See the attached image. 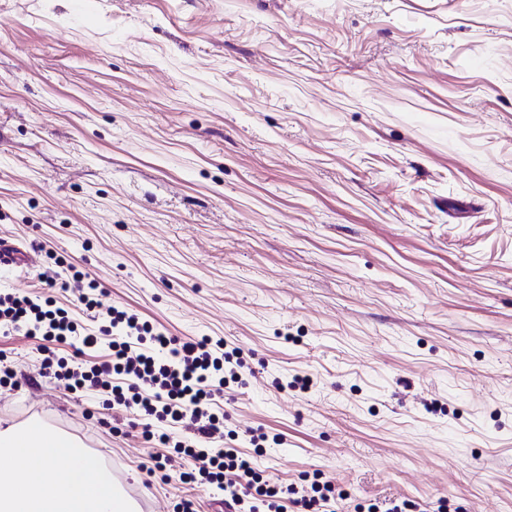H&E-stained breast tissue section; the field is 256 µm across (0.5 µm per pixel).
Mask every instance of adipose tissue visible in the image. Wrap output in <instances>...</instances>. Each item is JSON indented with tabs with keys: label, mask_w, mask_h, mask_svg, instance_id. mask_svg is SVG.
Wrapping results in <instances>:
<instances>
[{
	"label": "adipose tissue",
	"mask_w": 512,
	"mask_h": 512,
	"mask_svg": "<svg viewBox=\"0 0 512 512\" xmlns=\"http://www.w3.org/2000/svg\"><path fill=\"white\" fill-rule=\"evenodd\" d=\"M72 453L68 441L51 433H1L0 455L10 465L0 469V512H130L94 455L58 469V460Z\"/></svg>",
	"instance_id": "obj_1"
}]
</instances>
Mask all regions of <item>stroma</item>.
Returning <instances> with one entry per match:
<instances>
[{
    "label": "stroma",
    "mask_w": 512,
    "mask_h": 512,
    "mask_svg": "<svg viewBox=\"0 0 512 512\" xmlns=\"http://www.w3.org/2000/svg\"><path fill=\"white\" fill-rule=\"evenodd\" d=\"M0 239L36 257L0 293L59 259L239 347L264 478L512 512V0H0ZM41 345L0 334L1 428L79 430L154 512L216 500Z\"/></svg>",
    "instance_id": "obj_1"
}]
</instances>
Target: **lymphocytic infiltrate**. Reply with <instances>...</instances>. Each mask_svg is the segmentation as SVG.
Returning a JSON list of instances; mask_svg holds the SVG:
<instances>
[{"mask_svg": "<svg viewBox=\"0 0 512 512\" xmlns=\"http://www.w3.org/2000/svg\"><path fill=\"white\" fill-rule=\"evenodd\" d=\"M39 285L71 293L74 302L93 312L98 328L79 329L52 298L12 293L0 294V328L48 342H72L79 363L57 372L50 359L41 361L42 372L55 373L68 388L104 395L114 407L139 417L193 428V437L182 448L197 466L181 473V480L222 490L231 512H336L338 495L331 483L285 487L264 480L239 449L211 451V443L224 437V387L239 378L240 363L226 341L207 336L181 341L154 331L133 310L100 307L93 296L99 283L93 278L59 283L43 274ZM105 341L109 358L87 360V352Z\"/></svg>", "mask_w": 512, "mask_h": 512, "instance_id": "f902f5d3", "label": "lymphocytic infiltrate"}]
</instances>
